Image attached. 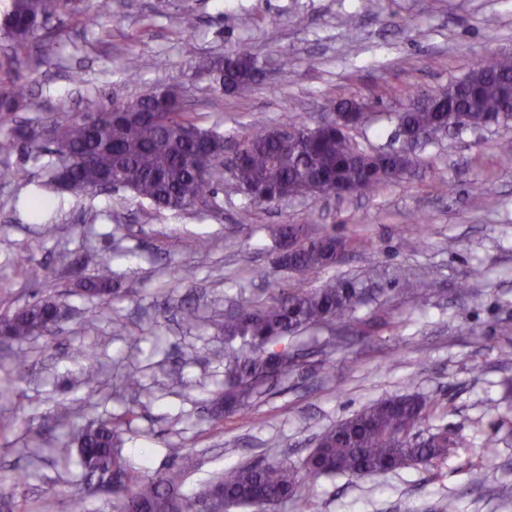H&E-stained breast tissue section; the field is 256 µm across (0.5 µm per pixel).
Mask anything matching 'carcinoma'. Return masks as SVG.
I'll return each instance as SVG.
<instances>
[{
  "mask_svg": "<svg viewBox=\"0 0 512 512\" xmlns=\"http://www.w3.org/2000/svg\"><path fill=\"white\" fill-rule=\"evenodd\" d=\"M75 0H8L0 13V35L15 51L11 74L0 80V122L27 104L28 89L20 82L19 68L29 63L30 49L49 48L50 21L79 10ZM153 66V60L131 53L124 59V72L131 83ZM203 69L216 73L221 93H240L254 85L262 73L259 60L243 47L215 58ZM176 87H152L135 99L139 111L127 112L124 103L100 107L94 96L82 99L78 115L63 122L35 127L0 140V152L20 146L28 153L49 149L52 158L44 165L43 186L52 192L78 193L95 189L110 179L117 189L157 208L179 211L201 201L214 191L224 175L222 157L232 146L243 160L232 172L241 188L268 201L306 188L322 191L349 186L366 194L401 178L414 160L403 152L381 156L378 163L365 162L350 134L336 123L324 121L312 134L309 126L289 118L279 127L295 131L282 143L271 136L272 126L256 119L246 131L232 138L215 128L198 124L194 113L180 101ZM400 124L414 131L449 125L480 129L512 120V57L485 56L476 60L462 79L445 87L440 107L431 111L412 107L397 113ZM275 244L292 243L288 258L276 267L312 276L334 265L335 244L341 242L327 231L313 232L302 224L266 226ZM111 255L88 248L80 257L84 267L106 269ZM83 290L108 298L112 293L103 276L86 278ZM364 289L351 281H337L318 289L284 290L280 297L256 308L231 307L224 312L225 387L216 399L215 414L245 415L257 388L283 374L279 360L288 354V338L301 329L325 324L349 325L363 302ZM56 302L42 297L12 314L0 316L4 338L23 342L45 331L46 318ZM436 408L435 401L416 394L396 395L377 402L319 435L314 448L299 463L276 460L231 467L198 493H182L184 472L177 465L181 449L168 447L172 463L154 478L131 472L118 450V418L79 425L59 412L52 424L67 432L57 455L77 458L90 488L117 474L122 489L115 493L116 512H197L201 501L217 492L226 508H250L274 512L301 499L308 477H351L387 474L414 464H430L448 455L455 441L448 431L428 435L420 432L423 421Z\"/></svg>",
  "mask_w": 512,
  "mask_h": 512,
  "instance_id": "obj_1",
  "label": "carcinoma"
}]
</instances>
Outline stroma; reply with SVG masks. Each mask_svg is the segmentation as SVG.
<instances>
[{
	"label": "stroma",
	"mask_w": 512,
	"mask_h": 512,
	"mask_svg": "<svg viewBox=\"0 0 512 512\" xmlns=\"http://www.w3.org/2000/svg\"><path fill=\"white\" fill-rule=\"evenodd\" d=\"M186 9L198 20L189 38L176 23ZM52 27L58 49L21 70L31 92L21 124L67 120L87 93L128 101L145 85L177 87L203 126L227 134L257 118L278 124L288 111L311 126L325 105L354 97L373 104L351 132L367 151L386 147L390 113L464 77L480 56L512 55V0H112L111 15L96 22L63 14ZM242 45L264 73L246 92L219 95L214 76L196 66ZM131 53L155 60L138 86L122 69ZM507 142L512 122L434 137L400 180L342 199L258 205L228 176L186 211L156 210L121 190L54 194L50 237L29 208L45 157L0 153V314L48 295L64 313L54 334L0 344V488L14 489L28 512H71L74 498L84 512H113L111 496L88 491L77 464L56 463V430L45 428L41 461L30 458L28 427L60 408L82 424L127 415L120 448L144 476L168 468L169 447L184 449L191 495L228 465L299 463L340 421L419 394L437 403L424 431L457 439L447 458L382 476L309 478L285 512H442L450 501L455 512H512V398L501 385L512 377ZM268 224L349 239L345 258L304 284L364 281L363 333L343 344L333 327L300 333L288 342L298 362L263 386L247 416L215 418L225 309L272 299L295 280L271 263ZM89 244L112 256L106 302L79 290ZM184 269L190 278L173 287ZM413 278L432 285L426 305L409 292ZM185 301L199 308L195 325L177 314ZM116 320L125 333L113 334ZM19 362L23 371L6 377ZM129 373L138 391H115L114 379ZM25 470L27 482L13 487Z\"/></svg>",
	"instance_id": "obj_1"
}]
</instances>
